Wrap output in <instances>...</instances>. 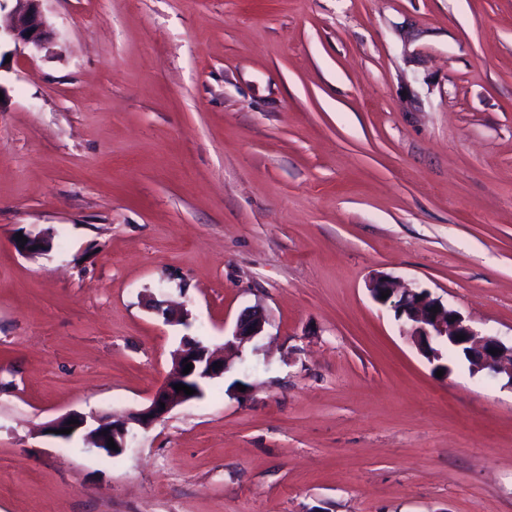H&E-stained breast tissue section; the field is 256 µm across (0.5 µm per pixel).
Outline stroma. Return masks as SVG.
I'll return each instance as SVG.
<instances>
[{
  "instance_id": "stroma-1",
  "label": "stroma",
  "mask_w": 512,
  "mask_h": 512,
  "mask_svg": "<svg viewBox=\"0 0 512 512\" xmlns=\"http://www.w3.org/2000/svg\"><path fill=\"white\" fill-rule=\"evenodd\" d=\"M44 10L48 49L0 44V512H512V388L436 375L367 288L512 341V0ZM250 306L122 455L44 434L146 407ZM27 238V243L22 244L16 238L13 240L15 249L26 256H37L47 252L52 247V235L47 232H41L35 235L22 233ZM266 319L261 311L255 308L244 309L237 318L231 335L224 336V351L239 349L257 336H262ZM185 358H188L187 362H184ZM187 363H192L193 368L188 374H183ZM214 363H217V366H214ZM215 368H218V371H215ZM228 368L229 362L225 356L210 350L202 341L185 336L173 352L168 378L156 390L148 406L119 417L112 414V418L105 414L72 412L50 423L47 426L48 435L67 441L82 434L99 451L106 452L108 449L112 454H121L126 448L127 437L135 427L148 429L153 423L168 416L176 407L200 397L204 384L210 379L223 376ZM179 383L196 390V393L185 395L183 391L176 392L174 385ZM160 402L165 403V408H160ZM69 420H78L79 424H68ZM64 428H72L71 433H51V430ZM102 431H107V434H102ZM110 437H113L118 450L108 447ZM112 454L106 455L115 457Z\"/></svg>"
}]
</instances>
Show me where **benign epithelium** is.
<instances>
[{
  "label": "benign epithelium",
  "instance_id": "obj_1",
  "mask_svg": "<svg viewBox=\"0 0 512 512\" xmlns=\"http://www.w3.org/2000/svg\"><path fill=\"white\" fill-rule=\"evenodd\" d=\"M43 2L45 0H15L10 24L0 30V38L34 51L47 48L53 39V32L47 21ZM24 237L27 238L25 244L13 241L15 249L23 255H42L52 247V235L47 232L35 235L26 233ZM386 290L389 291V296L383 299L381 293ZM369 291L377 303L394 312L403 335L409 337L429 361L438 362L443 357V350L431 346L433 340L445 345L448 351L469 346L471 373L485 372L493 378L505 377L512 386V346H506L496 336L477 332L459 311L428 291L402 288L388 275L374 276L369 282ZM434 307L438 308V312H432ZM265 323L266 319L261 311L255 308L243 310L231 335L224 337V349H238L262 335ZM459 335L465 336V339H457ZM492 349L498 350V353H490ZM188 362L193 364V368L185 374L183 369ZM228 368L229 362L225 356L210 350L202 341L185 336L173 352L168 378L156 390L148 406L119 417L72 412L50 423L47 430L70 427L71 433L59 434L57 438L67 441L81 434L94 448L102 452L108 449V438L111 437L121 453L126 448L127 437L134 428L145 430L164 419L176 407L200 397L204 384L224 375ZM179 383L195 390V393L186 395L182 391H176L174 385ZM162 402L165 403L163 408L160 407ZM70 420L74 424H68Z\"/></svg>",
  "mask_w": 512,
  "mask_h": 512
}]
</instances>
